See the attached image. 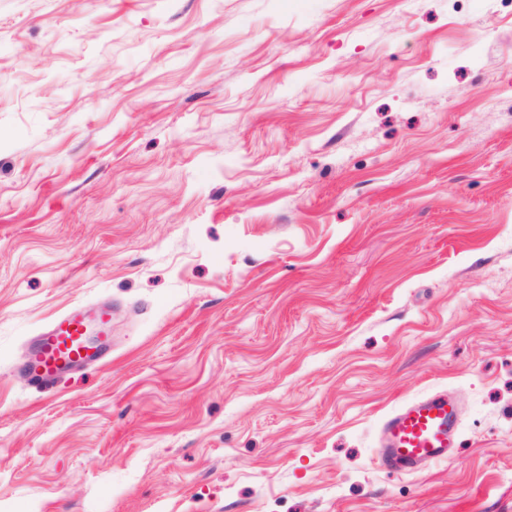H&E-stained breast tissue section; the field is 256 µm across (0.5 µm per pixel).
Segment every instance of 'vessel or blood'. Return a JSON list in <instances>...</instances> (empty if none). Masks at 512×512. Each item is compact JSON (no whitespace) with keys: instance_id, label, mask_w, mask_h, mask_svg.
<instances>
[{"instance_id":"b4317fda","label":"vessel or blood","mask_w":512,"mask_h":512,"mask_svg":"<svg viewBox=\"0 0 512 512\" xmlns=\"http://www.w3.org/2000/svg\"><path fill=\"white\" fill-rule=\"evenodd\" d=\"M111 313L86 315L78 309L56 316L48 332L36 336L23 372L38 387L53 386L62 376L101 363L110 339ZM458 405L448 392L424 395L395 408L383 419L379 465L397 473L418 472L448 460L457 446Z\"/></svg>"}]
</instances>
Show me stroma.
Segmentation results:
<instances>
[{"label":"stroma","mask_w":512,"mask_h":512,"mask_svg":"<svg viewBox=\"0 0 512 512\" xmlns=\"http://www.w3.org/2000/svg\"><path fill=\"white\" fill-rule=\"evenodd\" d=\"M0 512H512V0H0ZM110 325L111 313L107 309H99L91 316L70 309L56 316L49 331L33 339L23 373L33 385L49 388L78 368L101 363L107 354ZM457 424L458 404L448 392L407 401L383 419L378 464L411 473L447 461L457 448Z\"/></svg>","instance_id":"obj_1"}]
</instances>
